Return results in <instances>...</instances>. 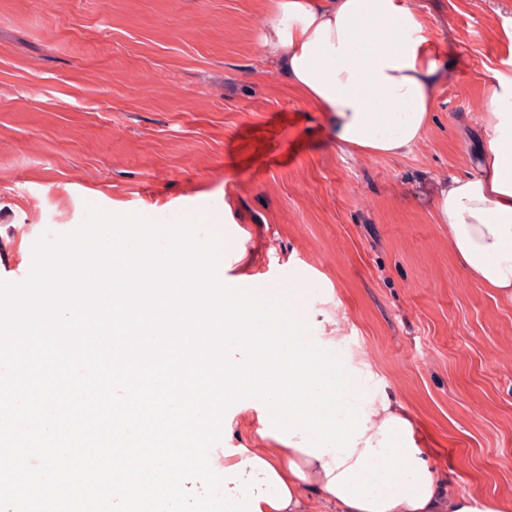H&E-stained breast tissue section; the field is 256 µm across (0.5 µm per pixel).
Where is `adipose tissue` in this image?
<instances>
[{
	"label": "adipose tissue",
	"instance_id": "1",
	"mask_svg": "<svg viewBox=\"0 0 512 512\" xmlns=\"http://www.w3.org/2000/svg\"><path fill=\"white\" fill-rule=\"evenodd\" d=\"M265 17L267 57L342 151L391 158L422 142L443 62L406 0H267ZM486 94L488 146L475 173L438 182L434 216L468 276L512 302V73L495 72ZM178 274L204 282L205 307L224 323V389L200 385V399L223 411L225 436L248 415L273 445L228 448L220 462L164 447L141 408L148 382L113 377L117 435L141 441L112 451L117 505L181 504L191 470L223 484L224 512H503L499 498L441 479L413 416L346 351L344 313L261 317L254 289L183 265Z\"/></svg>",
	"mask_w": 512,
	"mask_h": 512
}]
</instances>
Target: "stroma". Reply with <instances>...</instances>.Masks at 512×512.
Instances as JSON below:
<instances>
[{
    "label": "stroma",
    "instance_id": "stroma-1",
    "mask_svg": "<svg viewBox=\"0 0 512 512\" xmlns=\"http://www.w3.org/2000/svg\"><path fill=\"white\" fill-rule=\"evenodd\" d=\"M447 69L403 157L340 151L260 49L264 0H0V281L89 206L175 221L202 204L242 235L247 287L295 271L349 349L430 436L455 487L512 502V302L472 280L432 215L471 173L512 0H411Z\"/></svg>",
    "mask_w": 512,
    "mask_h": 512
}]
</instances>
